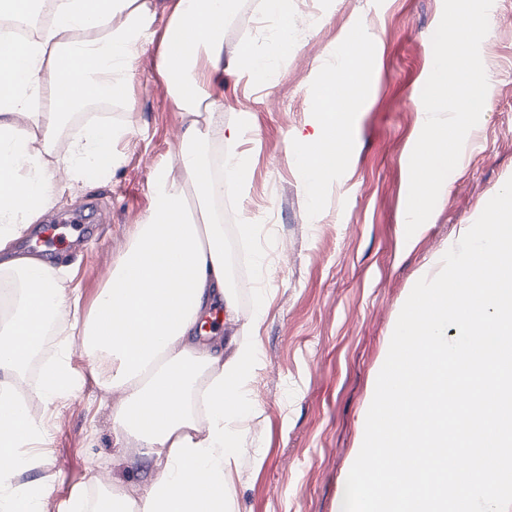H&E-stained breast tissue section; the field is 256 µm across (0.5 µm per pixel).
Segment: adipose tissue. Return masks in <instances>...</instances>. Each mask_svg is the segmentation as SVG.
I'll list each match as a JSON object with an SVG mask.
<instances>
[{
    "mask_svg": "<svg viewBox=\"0 0 512 512\" xmlns=\"http://www.w3.org/2000/svg\"><path fill=\"white\" fill-rule=\"evenodd\" d=\"M238 7V0H175L159 37L153 0H53L51 19L34 39L0 36V287L9 301L0 315V512H42L48 478L19 484L15 477L34 462L27 449L46 447L50 425L19 401L18 383L35 367L33 396L43 406L73 396L67 350L42 357L56 326L68 329L88 360L115 445L137 448L147 467L132 497L91 471L88 483L101 500L112 512H224L232 493L225 471L237 455L231 439L251 408L259 321H239L223 219L211 207L251 170L250 157L236 149L250 118L225 124L217 78L230 67L273 83L291 31L288 0H262L266 14L284 21L277 45L258 52L244 44L225 59L224 29ZM151 48L157 73L188 117L179 165L154 168L152 206L86 309L67 269L16 244L60 205L65 189L121 165L117 145L130 128L86 122L71 137L62 127L80 106L124 99L135 61ZM49 77L53 105L42 111L36 101ZM360 104L332 82L312 95L313 131L289 145L312 203L347 169L353 141L344 132ZM214 135L234 147L220 176L210 168ZM218 309L239 332L201 341L202 325Z\"/></svg>",
    "mask_w": 512,
    "mask_h": 512,
    "instance_id": "adipose-tissue-1",
    "label": "adipose tissue"
}]
</instances>
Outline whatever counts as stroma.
Returning a JSON list of instances; mask_svg holds the SVG:
<instances>
[{"label":"stroma","instance_id":"stroma-1","mask_svg":"<svg viewBox=\"0 0 512 512\" xmlns=\"http://www.w3.org/2000/svg\"><path fill=\"white\" fill-rule=\"evenodd\" d=\"M288 8L295 30L276 80L266 86L224 75L225 123L246 113L254 127L240 145L252 157L249 181L223 204L232 293L244 320L253 314L256 291L269 300L249 390L252 409L238 425L239 452L228 473L234 494L224 512H338L393 322L421 271L440 269L442 256L512 178V0H495L481 44L489 89L480 121L429 223L410 237L403 224L407 151L425 118L421 91L443 0H290ZM279 34L271 17L235 22L224 33V53L243 43L264 51ZM360 34L371 42L360 63L357 94L365 104L354 125L356 146L345 175L329 182L315 206L300 189L288 146L297 132L312 130L314 88L340 78L338 46ZM111 109L114 123L133 129L119 145L122 166L43 218L58 225L63 242L52 258L68 268L87 306L151 205L154 165H177L186 121L149 54L137 64L127 100ZM86 212L94 228L73 239L63 221ZM246 218L258 237H242ZM258 251L267 258L261 269L250 260ZM38 456L39 466L16 481L56 473L44 512H70L89 467L109 470L130 494L140 480L135 449L114 446L90 384L59 406L53 441Z\"/></svg>","mask_w":512,"mask_h":512}]
</instances>
